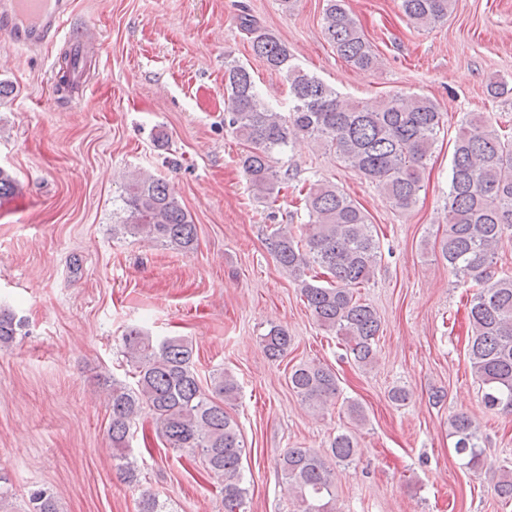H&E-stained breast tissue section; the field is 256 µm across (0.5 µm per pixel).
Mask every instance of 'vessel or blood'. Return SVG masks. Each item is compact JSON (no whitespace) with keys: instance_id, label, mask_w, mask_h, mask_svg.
I'll return each instance as SVG.
<instances>
[{"instance_id":"obj_1","label":"vessel or blood","mask_w":512,"mask_h":512,"mask_svg":"<svg viewBox=\"0 0 512 512\" xmlns=\"http://www.w3.org/2000/svg\"><path fill=\"white\" fill-rule=\"evenodd\" d=\"M68 6L69 0H0V41L28 52L61 41L82 58L90 33L66 27Z\"/></svg>"}]
</instances>
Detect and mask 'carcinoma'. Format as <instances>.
<instances>
[{
    "label": "carcinoma",
    "mask_w": 512,
    "mask_h": 512,
    "mask_svg": "<svg viewBox=\"0 0 512 512\" xmlns=\"http://www.w3.org/2000/svg\"><path fill=\"white\" fill-rule=\"evenodd\" d=\"M450 0H400L407 19L418 28L448 17ZM241 26L252 35V51L268 68L282 74L293 105L283 115L258 92L249 69L224 61V126L248 144L240 164L257 195L272 197L279 174L275 154L299 135L336 151L350 168L375 183L392 207L408 210L422 190L424 161L443 129L442 113L427 97L393 94L373 105L343 97L320 78L291 62L288 48L256 26L249 15ZM322 34L351 66L369 70L377 55L345 8V0H326ZM123 229L184 252L194 249L197 227L164 178L136 176L118 195ZM311 227L306 240L293 228L280 227L271 237L276 261L301 283V296L316 321L344 342L346 353L364 368L377 360L381 321L359 288L374 277L379 245L362 209L336 186L310 185L305 196ZM448 230L439 240L441 257L455 275L477 286L470 300L468 357L484 406L512 414V276L496 271L497 251L512 239V139L502 137L480 116L459 129L454 142L451 180L445 203ZM15 317L0 311V348L16 336ZM124 354L134 368L136 387L117 379L109 391L108 428L112 457L127 479L136 477L129 460L136 418L149 411L169 448L197 453L205 473L224 480V512H244L242 487L244 443L226 406L238 399L240 386L222 372L207 394L193 368V346L182 336L160 341L132 327L121 336ZM268 356L280 359L291 337L280 326L262 337ZM290 388L321 410L338 395L335 373L314 362L301 363L288 375ZM454 450L462 466L477 472L489 464L478 425L466 413L448 420ZM357 454L350 432L336 435L323 454L290 448L283 455L287 489L302 512H336L331 461L347 462ZM496 495L512 503V471L504 468ZM27 512H59L54 493L34 488Z\"/></svg>",
    "instance_id": "1"
}]
</instances>
